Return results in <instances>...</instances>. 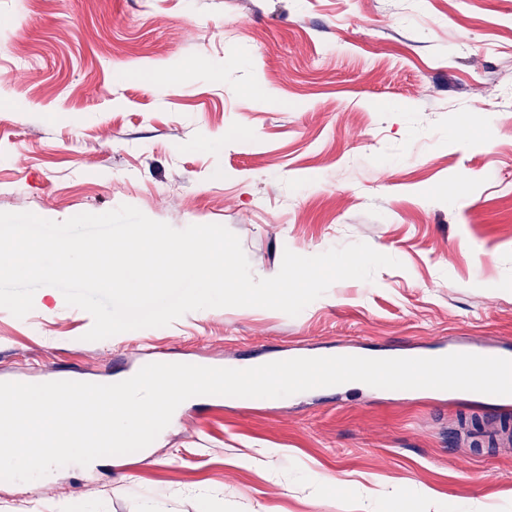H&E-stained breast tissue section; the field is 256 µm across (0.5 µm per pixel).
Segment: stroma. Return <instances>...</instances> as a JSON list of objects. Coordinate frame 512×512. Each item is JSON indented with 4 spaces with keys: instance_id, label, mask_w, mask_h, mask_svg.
<instances>
[{
    "instance_id": "1",
    "label": "stroma",
    "mask_w": 512,
    "mask_h": 512,
    "mask_svg": "<svg viewBox=\"0 0 512 512\" xmlns=\"http://www.w3.org/2000/svg\"><path fill=\"white\" fill-rule=\"evenodd\" d=\"M1 18L0 212L221 224L258 278L356 242L400 265L294 317L207 308L94 342L42 287L25 317L0 308V379L132 375L146 349L232 368L512 342V0H0ZM152 66L175 79L147 84ZM489 411L369 385L191 398L143 450L0 481V512H381L358 494L376 481L512 512ZM316 474L350 489L315 492Z\"/></svg>"
}]
</instances>
